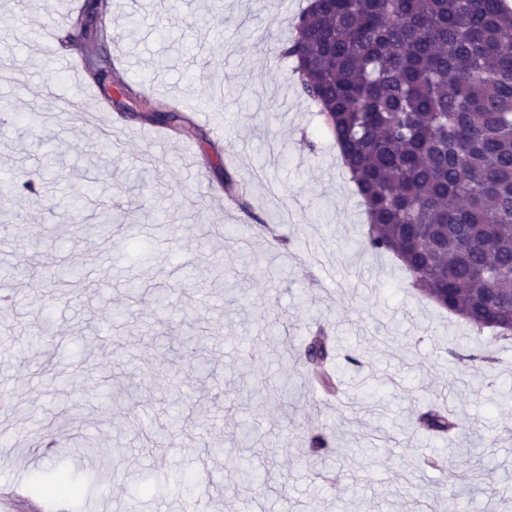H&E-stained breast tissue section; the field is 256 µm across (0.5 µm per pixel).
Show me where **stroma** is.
Wrapping results in <instances>:
<instances>
[{
	"instance_id": "stroma-1",
	"label": "stroma",
	"mask_w": 512,
	"mask_h": 512,
	"mask_svg": "<svg viewBox=\"0 0 512 512\" xmlns=\"http://www.w3.org/2000/svg\"><path fill=\"white\" fill-rule=\"evenodd\" d=\"M82 2L0 0V56L15 72L0 81V211L38 235L0 244L13 297L0 317L11 512H93L110 499L120 512H512V337L473 332L414 289L395 256L362 253L367 220L336 144L293 60L271 50L293 38L308 0H106L102 52L120 50L129 86L190 117L178 135L121 107L119 88L106 95L83 69H59L81 57ZM19 112L56 119L23 137ZM107 123L116 134L103 152ZM51 150L65 154L63 175L44 168ZM25 180L41 184L39 200L17 190ZM88 186L89 231L76 239L63 202ZM46 254L74 259L84 278L48 296L29 271ZM45 320L54 340L27 343ZM320 328L332 395L306 356ZM282 382L276 408L264 396ZM175 385L183 416L205 402L204 428L171 427ZM63 400L78 416L67 427ZM429 402L449 409L452 439L417 431ZM145 411L147 430L132 421ZM316 432L333 452L313 451ZM32 434L53 451L25 457ZM77 434L108 457H83ZM213 437L222 454L209 453ZM433 452L441 469L412 470ZM242 464L265 486L242 484ZM59 475L84 497L34 493Z\"/></svg>"
}]
</instances>
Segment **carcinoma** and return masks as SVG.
<instances>
[{"instance_id": "carcinoma-1", "label": "carcinoma", "mask_w": 512, "mask_h": 512, "mask_svg": "<svg viewBox=\"0 0 512 512\" xmlns=\"http://www.w3.org/2000/svg\"><path fill=\"white\" fill-rule=\"evenodd\" d=\"M100 0H84L77 27L86 70L112 85L145 121L173 131L188 119L132 93L99 52ZM295 60L299 88L333 135L362 198L363 250L392 252L412 285L479 332L512 323V8L504 0H311L297 37L279 48ZM85 193L67 209L76 231ZM80 278L55 269L53 286ZM310 360L328 357L310 337ZM428 436L455 429L429 407L415 420Z\"/></svg>"}]
</instances>
